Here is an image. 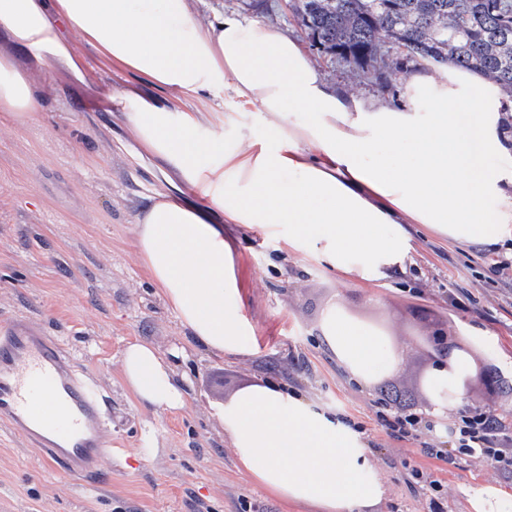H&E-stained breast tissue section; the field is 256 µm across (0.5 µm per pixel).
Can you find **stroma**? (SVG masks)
Listing matches in <instances>:
<instances>
[{"mask_svg":"<svg viewBox=\"0 0 512 512\" xmlns=\"http://www.w3.org/2000/svg\"><path fill=\"white\" fill-rule=\"evenodd\" d=\"M192 6L206 22L224 14L301 35L280 0H267L261 11L242 0H193ZM74 47L88 64L82 85L12 50L45 108L33 120L0 117V319L27 318L59 340L104 405L103 436L112 456L87 482L45 467L28 442L0 424V512H317L283 503L253 481L221 430L217 407L265 383L288 385L362 425L386 486L372 512H424L422 496L405 484L413 468L447 483L448 512H473L469 491L486 485V468L406 451L405 441L379 425L376 410L391 391L422 409L433 368L432 346L420 337L434 327L451 329L472 364L512 374V268L502 276L488 270L491 260L512 251L461 248L421 233L406 273L365 286L342 282L313 258L287 254L276 238L238 226L235 276L254 351H191L177 368L187 378L184 407L154 410L127 391L121 354L137 340L164 353L188 340L134 246V215L166 185L157 160L142 151L119 114L131 98L161 101L167 94L135 73L101 67L82 40ZM112 91L118 99H109ZM452 292L459 305L450 304ZM332 303L353 321L384 324L410 357L369 384L350 379L318 336Z\"/></svg>","mask_w":512,"mask_h":512,"instance_id":"stroma-1","label":"stroma"}]
</instances>
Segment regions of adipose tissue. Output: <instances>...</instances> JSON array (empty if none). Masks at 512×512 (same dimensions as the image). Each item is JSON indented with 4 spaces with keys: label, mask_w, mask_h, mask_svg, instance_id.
<instances>
[{
    "label": "adipose tissue",
    "mask_w": 512,
    "mask_h": 512,
    "mask_svg": "<svg viewBox=\"0 0 512 512\" xmlns=\"http://www.w3.org/2000/svg\"><path fill=\"white\" fill-rule=\"evenodd\" d=\"M103 67L119 66L170 92L121 118L201 204L159 194L133 218L140 260L189 335L215 354L254 345L224 228L277 236L343 276L381 283L405 272L411 225L454 244L512 239V148L500 133L498 88L452 65L410 75L398 101L358 96L324 80L299 42L258 20L201 23L191 0H0V34L47 67L85 83L69 34ZM231 92L237 112H184L179 100ZM428 97L429 108L418 101ZM40 95L11 51L0 53V114L37 118ZM263 135H255L254 126ZM237 129L227 143L223 129ZM323 344L370 383L404 358L376 330L328 306ZM124 383L157 410L184 405L168 356L140 341L121 359ZM218 416L244 471L291 503L369 512L385 494L361 435L274 384L240 390Z\"/></svg>",
    "instance_id": "adipose-tissue-1"
}]
</instances>
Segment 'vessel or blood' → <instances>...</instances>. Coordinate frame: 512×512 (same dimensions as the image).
<instances>
[{
	"label": "vessel or blood",
	"mask_w": 512,
	"mask_h": 512,
	"mask_svg": "<svg viewBox=\"0 0 512 512\" xmlns=\"http://www.w3.org/2000/svg\"><path fill=\"white\" fill-rule=\"evenodd\" d=\"M0 423L72 477L97 476L110 453L99 400L59 343L26 319L0 323Z\"/></svg>",
	"instance_id": "vessel-or-blood-1"
}]
</instances>
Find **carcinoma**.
<instances>
[{
	"mask_svg": "<svg viewBox=\"0 0 512 512\" xmlns=\"http://www.w3.org/2000/svg\"><path fill=\"white\" fill-rule=\"evenodd\" d=\"M302 2V21L318 34L320 49L346 61L348 89L361 74L386 87L420 58L438 65L451 61L494 83L512 117V0H502L496 12L485 9L492 0H393L386 12L377 0H336L334 12L324 11L321 0ZM438 15L462 21L465 33L451 42L426 40L421 24ZM403 43L410 52H399Z\"/></svg>",
	"mask_w": 512,
	"mask_h": 512,
	"instance_id": "1",
	"label": "carcinoma"
}]
</instances>
